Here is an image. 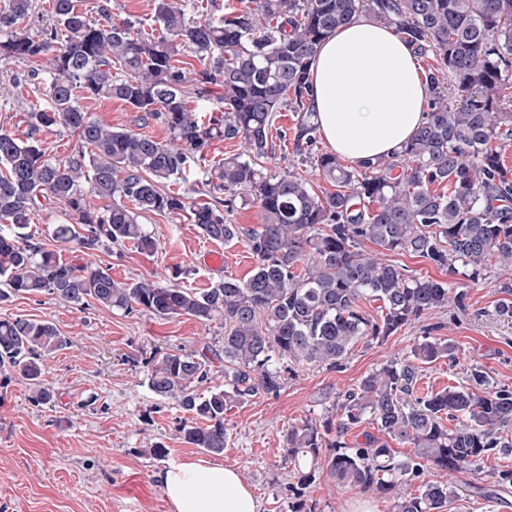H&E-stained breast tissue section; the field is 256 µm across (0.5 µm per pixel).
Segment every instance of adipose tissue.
Instances as JSON below:
<instances>
[{"label": "adipose tissue", "instance_id": "adipose-tissue-1", "mask_svg": "<svg viewBox=\"0 0 512 512\" xmlns=\"http://www.w3.org/2000/svg\"><path fill=\"white\" fill-rule=\"evenodd\" d=\"M321 135L352 163L391 154L424 121L428 92L415 46L360 16L319 46L310 66ZM173 512H258L237 470L185 461L162 470Z\"/></svg>", "mask_w": 512, "mask_h": 512}]
</instances>
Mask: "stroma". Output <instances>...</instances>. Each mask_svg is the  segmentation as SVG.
Masks as SVG:
<instances>
[{
    "instance_id": "stroma-1",
    "label": "stroma",
    "mask_w": 512,
    "mask_h": 512,
    "mask_svg": "<svg viewBox=\"0 0 512 512\" xmlns=\"http://www.w3.org/2000/svg\"><path fill=\"white\" fill-rule=\"evenodd\" d=\"M89 18L108 14L153 27V0H75ZM32 63L0 58V129H25L29 107L42 100L43 85L33 79ZM96 121L152 135L165 141L167 126L143 120L122 101H84ZM239 142L214 138L199 167L186 180L168 181L164 190L195 197L202 174L241 152ZM60 207L40 209L28 229L31 243L55 250L62 260L108 269L113 280H163L183 288L206 289L223 275L248 277L256 261L243 240L224 245V269L215 271L200 261L211 244L187 213L148 212L140 221L156 239L154 254L131 245L84 252L72 243L54 241L55 225L67 223ZM384 259L417 274L464 286L466 310L436 309L380 341L356 344L342 368L315 364L294 366L280 394H259L231 403L224 415L226 446L214 455L184 442L179 428L186 416L171 399L156 397L147 377L167 353H208L222 348L224 325L201 324L189 316L156 318L142 312L123 313L92 305L77 309L53 296L24 294L0 305V319L21 316L51 322L69 344L45 358L44 386L56 397L49 405L35 404L27 384L0 370V512H172L156 475L188 460H204L235 468L258 500L259 512H288L293 476L283 464L284 436L305 420H324L332 413L335 394L355 387L387 360L405 358L422 341L424 329L435 326L436 337L457 349L456 361L423 365L420 384L441 389L465 383L472 364L492 378L512 386V320L499 316L505 280L491 270L478 283L462 275L439 271L423 258L387 251ZM164 445V458L153 455ZM427 480L453 479L458 495L448 512H512V493L488 499L479 493L486 475L464 469L453 475L433 469ZM314 512H394L392 497L360 493L336 486L321 474L307 491Z\"/></svg>"
}]
</instances>
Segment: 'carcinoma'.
<instances>
[{
  "label": "carcinoma",
  "mask_w": 512,
  "mask_h": 512,
  "mask_svg": "<svg viewBox=\"0 0 512 512\" xmlns=\"http://www.w3.org/2000/svg\"><path fill=\"white\" fill-rule=\"evenodd\" d=\"M35 8V0L0 7V33L7 34L0 57L37 62L48 74L27 131L0 130V304L44 292L80 309L95 303L224 321V383L197 393L212 373L181 353L164 355L148 378L156 396L188 414L181 428L187 443L221 455L230 402L279 394L293 365L335 369L356 343L383 340L433 309H465L460 287L386 262L362 249L364 242L451 274L461 268L471 283L495 264L512 271V170L502 161L512 112L501 104L512 79V0H249L204 20L189 17L177 0H154L158 36L128 20H91L74 0H51L56 24L33 34L26 19ZM358 16L393 28L435 64L426 73V120L412 137L387 157L348 167L318 148L309 68L318 45ZM183 48L198 69L180 65ZM212 86L223 90L216 99L223 116L206 129L187 98L207 97ZM101 97L162 119L170 139L91 119L80 101ZM283 107L295 113L293 157L315 160L330 189L318 192L289 169L266 172L276 160L273 116ZM54 126L77 134L87 154L47 159L36 133ZM215 136L243 145L210 174L224 198L190 205L164 191L162 184L198 165ZM443 183L448 193L432 190ZM91 196L112 205L94 208ZM239 199L259 206L260 227L228 220ZM51 204L75 217L53 229L55 240L85 251L130 243L142 254L156 242L141 213L189 208L207 238L245 241L256 265L249 277L226 275L204 291L154 280L119 284L106 269L67 263L28 242L35 213ZM65 344L48 321L0 319V367L29 382L38 405L54 399L40 385L43 356ZM455 355L452 345L425 336L410 357L382 364L338 394L334 416L289 429L283 462L296 479L291 512H307L305 490L322 468L341 487L390 495L395 512H445L455 486L428 481L425 471L454 474L494 451L512 455V387L493 382L482 366L471 365L466 386L414 395L420 365ZM366 420L378 434L346 442ZM390 440L409 445L410 455L398 458ZM491 479L485 495L511 490L512 467Z\"/></svg>",
  "instance_id": "carcinoma-1"
}]
</instances>
